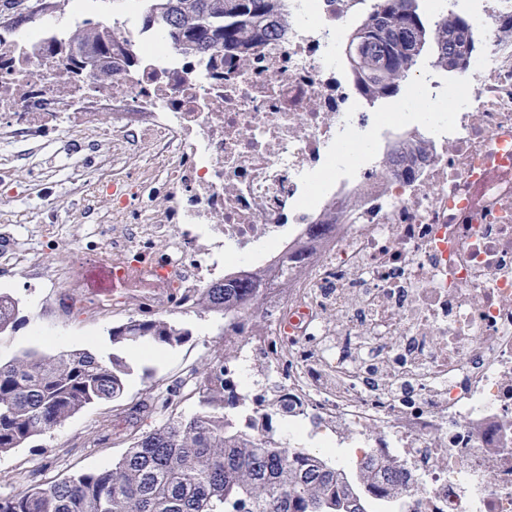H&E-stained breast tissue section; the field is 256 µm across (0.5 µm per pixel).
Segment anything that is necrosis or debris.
Listing matches in <instances>:
<instances>
[{
  "label": "necrosis or debris",
  "instance_id": "1",
  "mask_svg": "<svg viewBox=\"0 0 512 512\" xmlns=\"http://www.w3.org/2000/svg\"><path fill=\"white\" fill-rule=\"evenodd\" d=\"M434 9L483 44L454 85L413 73L389 112L345 63L372 0H288L286 32L224 65L128 16L136 65L106 85L56 69L44 48L68 29L46 15L0 33V142L91 132L163 176L112 206L134 304L80 275L32 321L168 323L212 282L264 276L268 315L224 329L225 438L328 463L379 512H512V154L489 155L512 134V0Z\"/></svg>",
  "mask_w": 512,
  "mask_h": 512
}]
</instances>
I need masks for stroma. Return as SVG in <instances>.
I'll return each instance as SVG.
<instances>
[{"mask_svg":"<svg viewBox=\"0 0 512 512\" xmlns=\"http://www.w3.org/2000/svg\"><path fill=\"white\" fill-rule=\"evenodd\" d=\"M132 170L112 161L110 146L74 135L53 138L44 145L0 143V235L11 237L23 262L10 269L0 268V282L13 285L25 312L31 313L47 291L30 286L24 266L47 262L57 286H64L86 244L103 243L113 230L110 199L112 188L128 183ZM101 205L99 221L82 222L81 208L87 196ZM52 218L53 230H45V218ZM188 336L174 347L164 348L158 358L127 354L133 372L126 381L124 395L116 400L89 405L22 447L0 455V471L18 466L33 471V484L43 479L61 480L79 472L112 465L127 451L129 438L101 439L93 427L96 419L121 413L135 397L153 391L172 403V412L189 416L199 409L197 396L179 392L176 379L185 371L202 373L213 357L224 352V320L207 313L178 317ZM117 320L105 316L92 327L55 321L53 344L42 345L34 336L32 322H24L15 333L0 338V357L20 350L44 346L55 354L83 348L99 357L115 353L110 334ZM85 432L87 445L72 448L68 439L74 431Z\"/></svg>","mask_w":512,"mask_h":512,"instance_id":"stroma-1","label":"stroma"}]
</instances>
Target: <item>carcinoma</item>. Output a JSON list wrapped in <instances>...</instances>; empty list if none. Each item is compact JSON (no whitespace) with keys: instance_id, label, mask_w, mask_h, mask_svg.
Masks as SVG:
<instances>
[{"instance_id":"cac0c4a2","label":"carcinoma","mask_w":512,"mask_h":512,"mask_svg":"<svg viewBox=\"0 0 512 512\" xmlns=\"http://www.w3.org/2000/svg\"><path fill=\"white\" fill-rule=\"evenodd\" d=\"M287 0H140L144 25L161 24L164 38L180 51L202 56L244 48L277 34L274 19L287 23ZM349 59L377 100L396 96L426 46L433 66L451 72L473 52L467 21L431 19L420 0H384L383 7L349 35ZM117 29L88 20L67 45L47 52L71 70L112 77ZM265 283H214L205 309L230 316L261 299ZM22 312L0 307V335L23 323ZM185 334L160 322L131 321L112 335L125 346H177ZM132 371L117 354L103 359L86 349L46 354L25 349L0 359V453L62 424L86 406L115 400ZM201 383L204 410L169 415L142 434L112 466L61 482L38 485L17 497H1L0 512H369L361 497L336 482L326 464L288 461L284 448H230L224 444V358L207 367Z\"/></svg>"}]
</instances>
